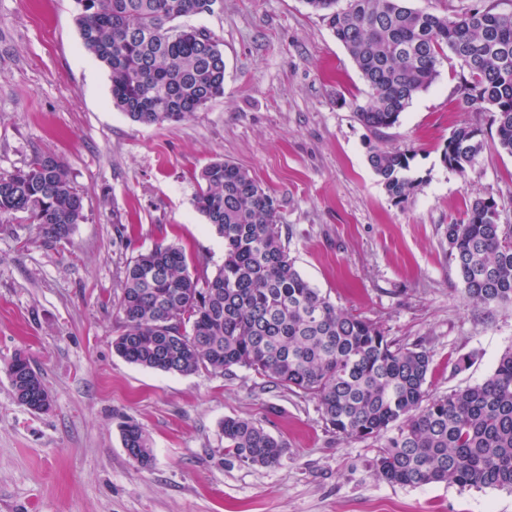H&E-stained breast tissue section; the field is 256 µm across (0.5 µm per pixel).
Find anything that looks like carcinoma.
<instances>
[{"label":"carcinoma","instance_id":"carcinoma-1","mask_svg":"<svg viewBox=\"0 0 512 512\" xmlns=\"http://www.w3.org/2000/svg\"><path fill=\"white\" fill-rule=\"evenodd\" d=\"M84 48L107 68L114 106L147 126L182 121L224 95V50L205 28L176 20L201 15L210 0H74ZM408 0H305L345 47L367 85L355 107L377 133L399 122L438 75L443 59L460 69L466 107L491 114L497 150L512 156V12L493 0L448 5L444 14ZM488 141L460 126L441 163L468 180ZM414 155L373 146L369 166L388 196L408 202L421 180ZM196 209L224 239V263L208 272L176 244L132 257L120 280L121 332L112 349L127 362L178 374H230L244 368L275 388L317 400L325 425L346 439L379 443L372 467L388 483L512 491V349L490 376L431 398L429 352L402 345L377 324L345 312L295 267L274 197L248 170L216 159L196 176ZM27 213L45 236L67 239L84 220V199L66 165L47 153L0 174V215ZM448 255L469 307L486 317L512 307V225L491 197H475L448 225ZM23 376L10 382L21 405L49 392L23 352ZM123 443L136 463L152 462L151 441L131 420ZM229 460L280 463L286 442L262 426L227 417Z\"/></svg>","mask_w":512,"mask_h":512}]
</instances>
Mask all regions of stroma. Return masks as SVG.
Returning a JSON list of instances; mask_svg holds the SVG:
<instances>
[{"label": "stroma", "instance_id": "obj_1", "mask_svg": "<svg viewBox=\"0 0 512 512\" xmlns=\"http://www.w3.org/2000/svg\"><path fill=\"white\" fill-rule=\"evenodd\" d=\"M185 23L220 41L224 94L184 121L146 126L113 106L73 0L38 12L0 0V173L55 154L85 206L61 242L26 214L0 215V512H512L507 490L386 483L372 469L375 442L336 435L315 399L249 370L170 374L113 351L131 257L174 243L189 261L223 263L224 242L193 203L195 173L216 158L276 198L296 268L337 308L429 351V396L481 382L512 346V309L477 317L448 257L447 227L472 198L493 197L512 224L511 155L487 148L467 183L440 160L452 130L489 120L463 107L454 62L376 135L355 115L360 71L305 0H221ZM374 145L413 152L422 183L407 203L371 170ZM18 351L53 398L47 412L13 395L4 367ZM228 416L285 440L280 465L228 461ZM127 419L152 442L149 467L125 451Z\"/></svg>", "mask_w": 512, "mask_h": 512}]
</instances>
